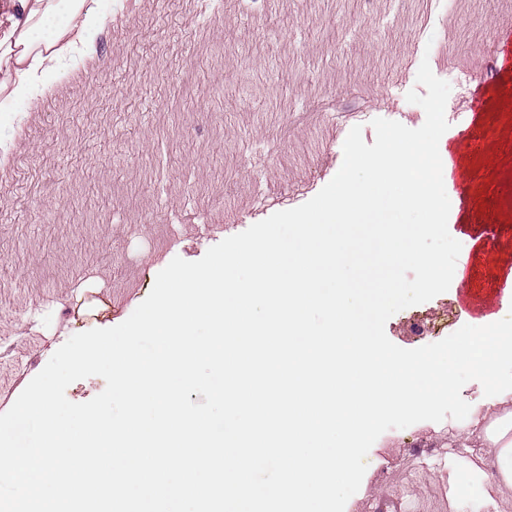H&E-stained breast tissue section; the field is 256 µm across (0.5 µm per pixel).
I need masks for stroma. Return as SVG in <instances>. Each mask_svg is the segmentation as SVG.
Returning <instances> with one entry per match:
<instances>
[{
    "label": "stroma",
    "instance_id": "1",
    "mask_svg": "<svg viewBox=\"0 0 512 512\" xmlns=\"http://www.w3.org/2000/svg\"><path fill=\"white\" fill-rule=\"evenodd\" d=\"M89 55L0 127V413L71 336L125 321L156 266L201 259L227 237L314 197L338 172L347 131L373 119L416 129L406 100L421 61L451 85L440 155L476 161L454 112L492 35L495 0H112ZM477 264L473 296L512 268ZM423 421L382 434L356 512H395ZM389 474L378 477V467ZM415 512H478L437 484Z\"/></svg>",
    "mask_w": 512,
    "mask_h": 512
}]
</instances>
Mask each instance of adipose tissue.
I'll list each match as a JSON object with an SVG mask.
<instances>
[{
  "mask_svg": "<svg viewBox=\"0 0 512 512\" xmlns=\"http://www.w3.org/2000/svg\"><path fill=\"white\" fill-rule=\"evenodd\" d=\"M0 7L9 22L0 34V60L16 63L0 112H12L56 86L62 62L74 50L90 51L110 0H0ZM448 445L468 454V477L481 501L493 512H506L512 502L506 495L512 488V394L477 406L469 425L450 427Z\"/></svg>",
  "mask_w": 512,
  "mask_h": 512,
  "instance_id": "obj_1",
  "label": "adipose tissue"
}]
</instances>
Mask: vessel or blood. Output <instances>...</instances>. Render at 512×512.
Instances as JSON below:
<instances>
[{"label": "vessel or blood", "mask_w": 512, "mask_h": 512, "mask_svg": "<svg viewBox=\"0 0 512 512\" xmlns=\"http://www.w3.org/2000/svg\"><path fill=\"white\" fill-rule=\"evenodd\" d=\"M493 68L486 78L474 81L463 101V137L468 141L471 155L484 157L490 142L498 140L493 125L483 122L482 117L491 112H512V19L495 24L488 46ZM501 190L498 184L489 182L478 204L479 223L485 224L482 239L499 236L512 225V214L499 206Z\"/></svg>", "instance_id": "obj_1"}]
</instances>
